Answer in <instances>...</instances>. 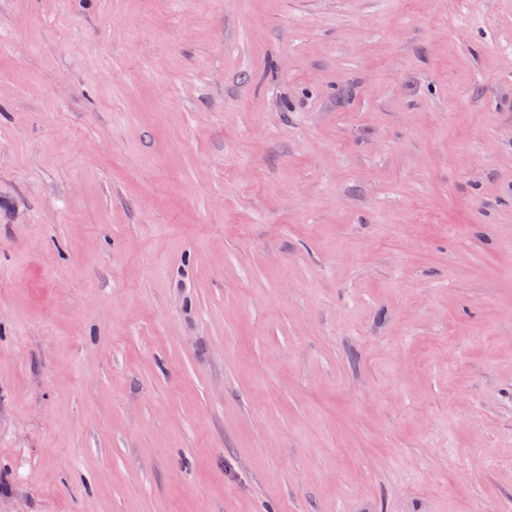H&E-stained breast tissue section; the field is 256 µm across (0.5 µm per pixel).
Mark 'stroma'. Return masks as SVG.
<instances>
[{"label":"stroma","mask_w":512,"mask_h":512,"mask_svg":"<svg viewBox=\"0 0 512 512\" xmlns=\"http://www.w3.org/2000/svg\"><path fill=\"white\" fill-rule=\"evenodd\" d=\"M0 512H512V0H0Z\"/></svg>","instance_id":"obj_1"}]
</instances>
